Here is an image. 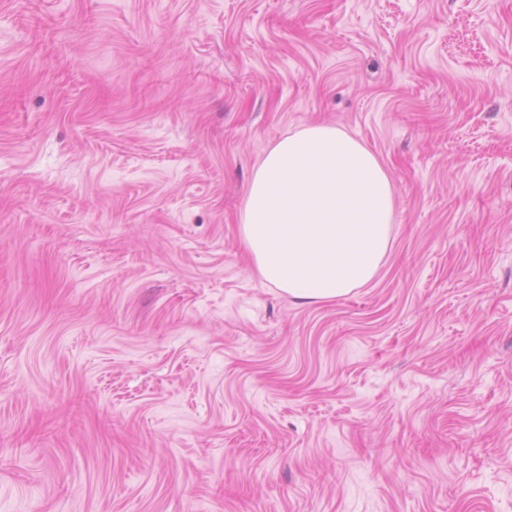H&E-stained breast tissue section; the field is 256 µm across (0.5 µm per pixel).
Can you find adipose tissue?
Segmentation results:
<instances>
[{
  "label": "adipose tissue",
  "instance_id": "obj_1",
  "mask_svg": "<svg viewBox=\"0 0 512 512\" xmlns=\"http://www.w3.org/2000/svg\"><path fill=\"white\" fill-rule=\"evenodd\" d=\"M395 221L393 186L376 155L341 128L313 124L267 151L240 233L261 281L311 305L370 282Z\"/></svg>",
  "mask_w": 512,
  "mask_h": 512
}]
</instances>
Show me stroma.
Returning <instances> with one entry per match:
<instances>
[{"instance_id": "stroma-1", "label": "stroma", "mask_w": 512, "mask_h": 512, "mask_svg": "<svg viewBox=\"0 0 512 512\" xmlns=\"http://www.w3.org/2000/svg\"><path fill=\"white\" fill-rule=\"evenodd\" d=\"M354 133L375 278L240 214ZM0 512H512V0H0ZM395 221L393 186L376 155L341 128L313 124L267 151L240 233L261 281L311 305L370 282Z\"/></svg>"}]
</instances>
